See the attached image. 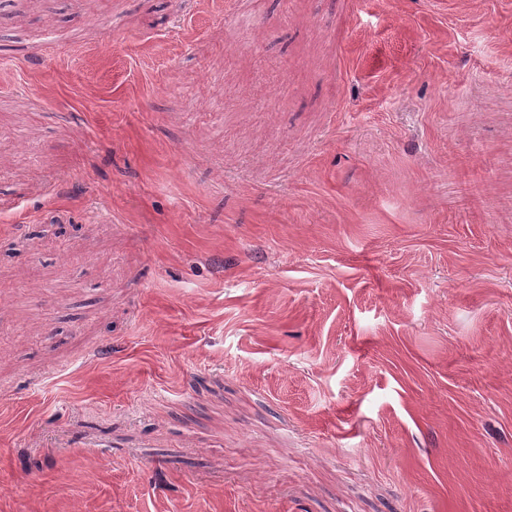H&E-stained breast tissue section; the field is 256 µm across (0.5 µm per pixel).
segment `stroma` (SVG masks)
Masks as SVG:
<instances>
[{
    "instance_id": "35a3bbf8",
    "label": "stroma",
    "mask_w": 512,
    "mask_h": 512,
    "mask_svg": "<svg viewBox=\"0 0 512 512\" xmlns=\"http://www.w3.org/2000/svg\"><path fill=\"white\" fill-rule=\"evenodd\" d=\"M0 33V512H512V0Z\"/></svg>"
}]
</instances>
